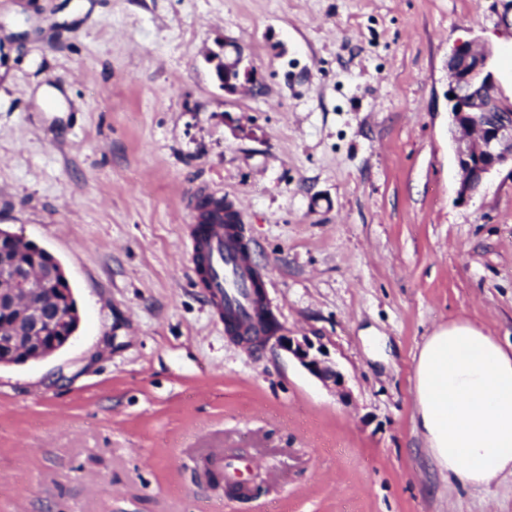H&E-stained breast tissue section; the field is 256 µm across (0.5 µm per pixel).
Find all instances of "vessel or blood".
Masks as SVG:
<instances>
[{
	"mask_svg": "<svg viewBox=\"0 0 512 512\" xmlns=\"http://www.w3.org/2000/svg\"><path fill=\"white\" fill-rule=\"evenodd\" d=\"M215 191L203 189L194 196L192 217L186 226V244L200 283L225 331L256 336L264 323L262 302L256 291L257 272L251 264L249 240L241 230L240 217L225 218L215 202ZM213 464L225 481L240 482L247 466L242 457L218 452Z\"/></svg>",
	"mask_w": 512,
	"mask_h": 512,
	"instance_id": "obj_1",
	"label": "vessel or blood"
}]
</instances>
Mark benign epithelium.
I'll use <instances>...</instances> for the list:
<instances>
[{
    "mask_svg": "<svg viewBox=\"0 0 512 512\" xmlns=\"http://www.w3.org/2000/svg\"><path fill=\"white\" fill-rule=\"evenodd\" d=\"M490 55L488 49L465 42L448 58L449 114L462 199L476 195L494 173L506 170L512 178V100L501 94L487 70ZM213 62L224 68L220 83L225 93L236 94L253 82V72L244 64L241 51L222 59L215 57ZM41 251L39 246L0 228V252ZM57 279L65 281L67 277L51 262L0 265V314L9 317L7 322L0 320V365L47 358L73 336L74 309L59 303L48 305L40 298L43 287ZM277 343L312 375L342 386V374L319 358L309 342L279 336Z\"/></svg>",
    "mask_w": 512,
    "mask_h": 512,
    "instance_id": "1",
    "label": "benign epithelium"
}]
</instances>
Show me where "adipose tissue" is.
I'll use <instances>...</instances> for the list:
<instances>
[{
  "label": "adipose tissue",
  "mask_w": 512,
  "mask_h": 512,
  "mask_svg": "<svg viewBox=\"0 0 512 512\" xmlns=\"http://www.w3.org/2000/svg\"><path fill=\"white\" fill-rule=\"evenodd\" d=\"M415 429L444 479L486 488L512 475V350L468 323L426 337L414 367Z\"/></svg>",
  "instance_id": "obj_1"
}]
</instances>
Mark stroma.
<instances>
[{"instance_id": "35a3bbf8", "label": "stroma", "mask_w": 512, "mask_h": 512, "mask_svg": "<svg viewBox=\"0 0 512 512\" xmlns=\"http://www.w3.org/2000/svg\"><path fill=\"white\" fill-rule=\"evenodd\" d=\"M465 41L512 98V0H0V226L79 314L0 367V512H512L511 476L445 481L414 428L427 336L512 344V180L458 196ZM228 46L255 79L232 96ZM205 187L343 387L225 333L184 246ZM210 448L252 460L253 496L209 482ZM42 248L39 246L24 241L17 234L0 228V252H9V253H41Z\"/></svg>"}]
</instances>
